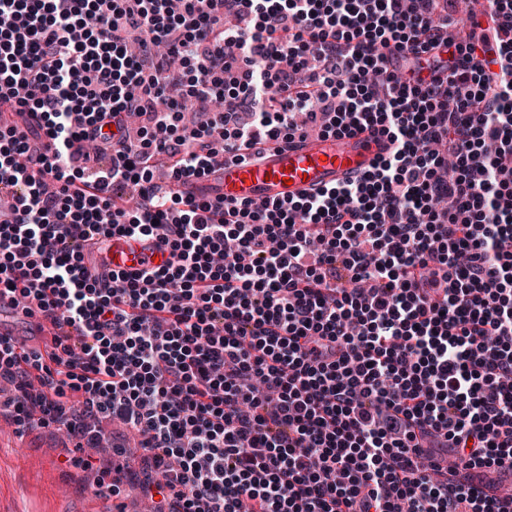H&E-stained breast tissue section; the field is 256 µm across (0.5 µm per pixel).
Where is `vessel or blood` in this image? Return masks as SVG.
<instances>
[{
    "label": "vessel or blood",
    "instance_id": "obj_1",
    "mask_svg": "<svg viewBox=\"0 0 512 512\" xmlns=\"http://www.w3.org/2000/svg\"><path fill=\"white\" fill-rule=\"evenodd\" d=\"M391 149L387 137L366 132L333 142L308 139L285 149L268 148L257 158L225 160L204 179L180 184L179 190L186 196L221 197L228 203L296 200L370 170ZM170 259L169 246L159 238L115 236L106 240L94 273L106 279L115 271L161 267Z\"/></svg>",
    "mask_w": 512,
    "mask_h": 512
}]
</instances>
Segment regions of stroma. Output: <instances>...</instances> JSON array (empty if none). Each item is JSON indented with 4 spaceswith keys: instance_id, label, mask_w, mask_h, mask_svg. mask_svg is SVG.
Wrapping results in <instances>:
<instances>
[{
    "instance_id": "stroma-1",
    "label": "stroma",
    "mask_w": 512,
    "mask_h": 512,
    "mask_svg": "<svg viewBox=\"0 0 512 512\" xmlns=\"http://www.w3.org/2000/svg\"><path fill=\"white\" fill-rule=\"evenodd\" d=\"M66 448L54 428L17 434L0 419V512H79L96 495L99 474L66 465ZM74 479L70 499H63L58 482Z\"/></svg>"
}]
</instances>
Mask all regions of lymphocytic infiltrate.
<instances>
[{
  "mask_svg": "<svg viewBox=\"0 0 512 512\" xmlns=\"http://www.w3.org/2000/svg\"><path fill=\"white\" fill-rule=\"evenodd\" d=\"M505 31L512 0H0V295L62 319L41 350L0 335V416L65 432L76 468L124 456L104 422L136 432L155 512H512L459 475L512 469ZM175 89L223 107L178 133ZM309 128L393 150L260 207L149 171ZM114 235L172 260L104 285L83 249Z\"/></svg>",
  "mask_w": 512,
  "mask_h": 512,
  "instance_id": "lymphocytic-infiltrate-1",
  "label": "lymphocytic infiltrate"
}]
</instances>
